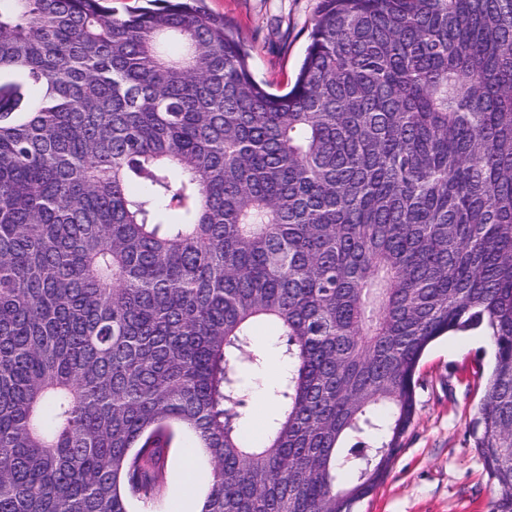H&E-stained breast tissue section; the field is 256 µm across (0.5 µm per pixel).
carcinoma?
<instances>
[{"label": "carcinoma", "instance_id": "obj_1", "mask_svg": "<svg viewBox=\"0 0 512 512\" xmlns=\"http://www.w3.org/2000/svg\"><path fill=\"white\" fill-rule=\"evenodd\" d=\"M475 330L512 512V0H321L281 94L206 0H0V512H157L180 433L201 512H352ZM253 337V348L259 351L265 358V364L259 370L253 373L252 389L244 408V424L243 431L245 436L252 440L258 441L265 433L267 424H271L274 414L278 411V405L274 395L273 388L278 382V378L273 379L275 374L273 370V358L282 355V344L278 338L276 330L270 325H259L255 329ZM265 397L266 408L259 400V394ZM262 420V430L256 433L250 428V423Z\"/></svg>", "mask_w": 512, "mask_h": 512}]
</instances>
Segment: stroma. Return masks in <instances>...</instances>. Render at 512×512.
I'll list each match as a JSON object with an SVG mask.
<instances>
[{
    "label": "stroma",
    "instance_id": "stroma-1",
    "mask_svg": "<svg viewBox=\"0 0 512 512\" xmlns=\"http://www.w3.org/2000/svg\"><path fill=\"white\" fill-rule=\"evenodd\" d=\"M320 0H207L250 54L256 79L271 91L292 85ZM253 347L265 358L252 375L244 409L245 436L254 421L271 422L277 401L272 360L283 347L276 330L255 329ZM493 344L481 332L441 337L416 373V411L384 481L355 512H491L498 494L473 444L470 425L485 394Z\"/></svg>",
    "mask_w": 512,
    "mask_h": 512
}]
</instances>
